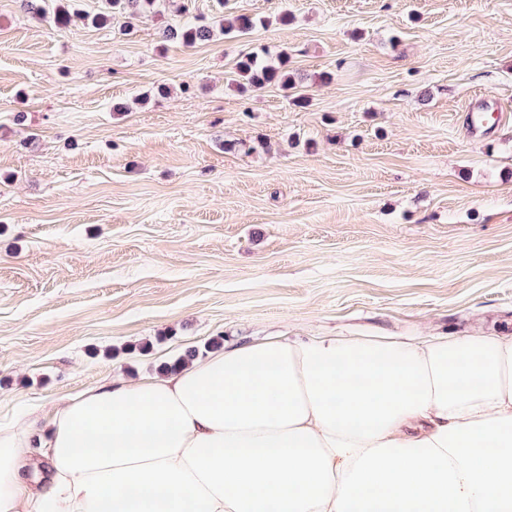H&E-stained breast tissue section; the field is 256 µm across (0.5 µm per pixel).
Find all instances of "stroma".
Returning a JSON list of instances; mask_svg holds the SVG:
<instances>
[{
    "mask_svg": "<svg viewBox=\"0 0 512 512\" xmlns=\"http://www.w3.org/2000/svg\"><path fill=\"white\" fill-rule=\"evenodd\" d=\"M262 45L297 88L231 86ZM475 332L512 336V0H0L1 416L213 341ZM260 20L247 15H237L232 18H224L223 33L228 37H240L248 34ZM213 31V28L206 24L169 25L163 29L161 39L164 42L177 41L192 46L209 40L213 36Z\"/></svg>",
    "mask_w": 512,
    "mask_h": 512,
    "instance_id": "stroma-1",
    "label": "stroma"
}]
</instances>
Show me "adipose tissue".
Returning a JSON list of instances; mask_svg holds the SVG:
<instances>
[{
	"label": "adipose tissue",
	"mask_w": 512,
	"mask_h": 512,
	"mask_svg": "<svg viewBox=\"0 0 512 512\" xmlns=\"http://www.w3.org/2000/svg\"><path fill=\"white\" fill-rule=\"evenodd\" d=\"M0 512H512V336L272 338L113 378L0 427Z\"/></svg>",
	"instance_id": "1"
}]
</instances>
